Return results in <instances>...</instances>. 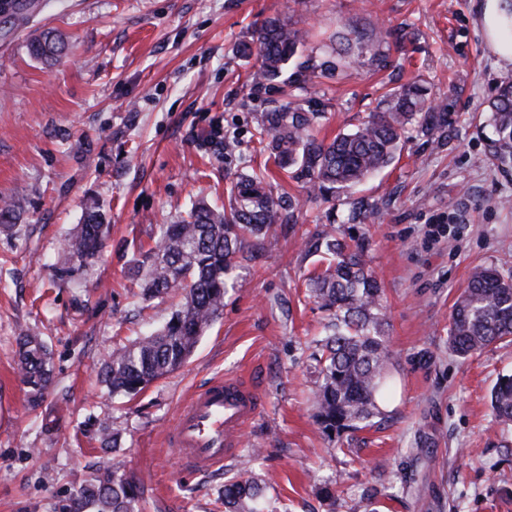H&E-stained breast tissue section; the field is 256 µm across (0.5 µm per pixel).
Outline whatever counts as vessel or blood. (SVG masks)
<instances>
[{
	"label": "vessel or blood",
	"mask_w": 512,
	"mask_h": 512,
	"mask_svg": "<svg viewBox=\"0 0 512 512\" xmlns=\"http://www.w3.org/2000/svg\"><path fill=\"white\" fill-rule=\"evenodd\" d=\"M260 405L254 385L236 377L213 379L182 407L169 442L189 471L221 469L237 456L242 435Z\"/></svg>",
	"instance_id": "obj_1"
}]
</instances>
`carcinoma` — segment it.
<instances>
[{
	"instance_id": "1",
	"label": "carcinoma",
	"mask_w": 512,
	"mask_h": 512,
	"mask_svg": "<svg viewBox=\"0 0 512 512\" xmlns=\"http://www.w3.org/2000/svg\"><path fill=\"white\" fill-rule=\"evenodd\" d=\"M338 47L322 56L304 53L303 31L286 18L267 20L252 41L239 52L257 55L260 66L250 81L258 90L292 86L285 76L296 63L300 88L334 79L344 67L368 60L380 66V40H361L337 33ZM66 49L62 35L42 31L28 43L30 55L47 63ZM324 111L310 101H294L268 108L261 120L260 141L274 164L292 171L306 192L329 204L328 223L303 240L306 254L318 257L320 269L306 278V294L326 313L323 335L316 340L314 369L318 383L313 406L320 428L343 438L384 415L381 405L396 393L395 356L386 336L387 318L381 304L382 288L370 265V241L352 229L371 224L381 214L377 202L363 198L348 202L336 215V193L367 181L391 166L399 156L402 133L410 126L431 142L447 137L448 112L432 89L414 81L389 90L382 105L353 132L338 133L331 141L318 139L316 128ZM487 121L496 139L492 163L512 168V81L502 83L487 108ZM267 171L240 173L228 188L229 207L193 202L186 213L160 233L142 254L135 272H144V293L162 298L174 289L184 292L182 305L165 324L112 353L101 377L114 394L135 396L149 385L181 368L193 355L201 336L224 309V296L238 260L250 247H264L278 223L294 226L300 211L265 188ZM19 209L11 195L0 196V228L14 227ZM346 226L338 232L335 223ZM110 225L97 206L87 209L83 224L67 239L66 250L85 267L99 257ZM512 338V267L490 265L477 270L451 311L448 347L466 358ZM19 370L30 388L35 407L52 379L50 353L36 334L18 339ZM492 415L512 427V375L501 376L491 391ZM263 487L252 476L224 482V512H259ZM139 489L114 469L97 470L76 490L69 512H138Z\"/></svg>"
}]
</instances>
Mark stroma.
Segmentation results:
<instances>
[{"label":"stroma","instance_id":"1","mask_svg":"<svg viewBox=\"0 0 512 512\" xmlns=\"http://www.w3.org/2000/svg\"><path fill=\"white\" fill-rule=\"evenodd\" d=\"M0 22V194L20 200L0 233V512H67L100 467L131 477L140 512H224L225 481L265 479L263 512H512V431L495 421L491 390L512 374V344L463 359L448 321L474 268L512 266V170L490 159L483 112L512 66L498 62L479 24L480 0H27ZM285 17L316 53L338 31L386 47L387 65L350 69L311 98L319 137L361 125L389 87L422 80L448 112V137L409 133L398 161L360 186L384 204L370 224L382 289L395 398L385 419L350 448L316 422L312 340L324 312L305 296L313 268L301 233L327 206L289 174L271 188L302 203V231L278 226L242 261L224 309L189 361L134 398L112 395L100 370L116 345L158 328L179 302L143 303L130 266L160 225L192 201L223 205L236 175L272 167L256 135L278 94L252 89L256 57H241L264 19ZM61 33L58 61L31 57L42 30ZM234 138L226 162L221 144ZM100 206L111 234L83 286L57 282L74 258L63 243L85 208ZM36 331L53 352L52 383L30 407L17 338ZM247 377L262 405L237 457L209 474L181 469L167 434L200 384ZM120 434L104 448L100 422Z\"/></svg>","mask_w":512,"mask_h":512}]
</instances>
